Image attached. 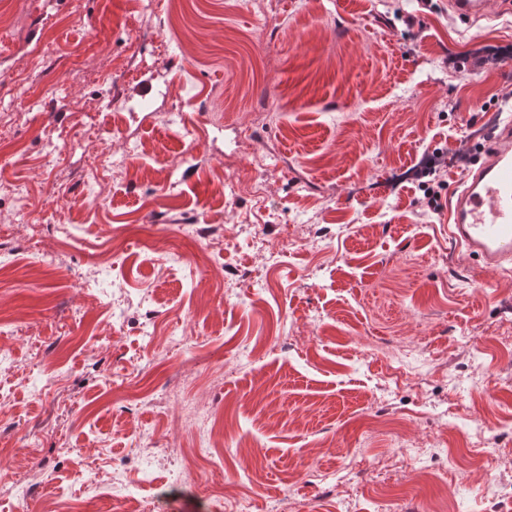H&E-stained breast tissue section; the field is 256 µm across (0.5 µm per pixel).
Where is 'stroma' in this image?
Wrapping results in <instances>:
<instances>
[{
	"label": "stroma",
	"instance_id": "35a3bbf8",
	"mask_svg": "<svg viewBox=\"0 0 512 512\" xmlns=\"http://www.w3.org/2000/svg\"><path fill=\"white\" fill-rule=\"evenodd\" d=\"M0 37V512H491L477 419L512 490V271L445 264L511 9L0 0Z\"/></svg>",
	"mask_w": 512,
	"mask_h": 512
}]
</instances>
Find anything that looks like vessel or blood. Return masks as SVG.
Masks as SVG:
<instances>
[{
  "label": "vessel or blood",
  "instance_id": "b4317fda",
  "mask_svg": "<svg viewBox=\"0 0 512 512\" xmlns=\"http://www.w3.org/2000/svg\"><path fill=\"white\" fill-rule=\"evenodd\" d=\"M448 236L490 269L512 266V120L449 203Z\"/></svg>",
  "mask_w": 512,
  "mask_h": 512
}]
</instances>
